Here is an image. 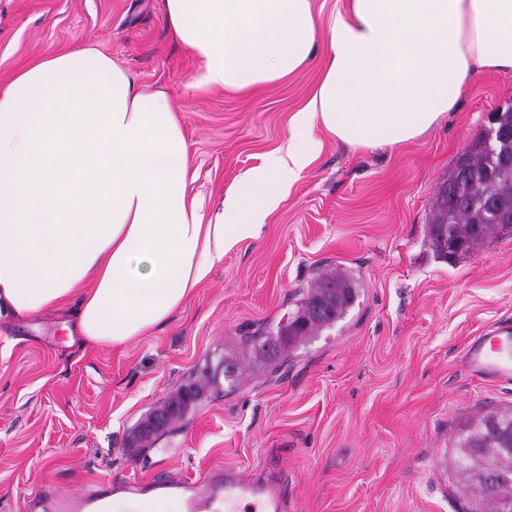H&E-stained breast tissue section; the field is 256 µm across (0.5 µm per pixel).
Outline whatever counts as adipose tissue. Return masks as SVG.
Segmentation results:
<instances>
[{"label":"adipose tissue","mask_w":512,"mask_h":512,"mask_svg":"<svg viewBox=\"0 0 512 512\" xmlns=\"http://www.w3.org/2000/svg\"><path fill=\"white\" fill-rule=\"evenodd\" d=\"M199 60L189 89L288 79L317 50L313 0H166ZM288 140L204 217L168 96L92 47L0 88V320L72 308L86 345L116 347L181 308L253 234L319 152L315 125L355 148L415 140L472 73L512 72V0H348Z\"/></svg>","instance_id":"adipose-tissue-1"}]
</instances>
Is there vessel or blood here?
<instances>
[{
    "label": "vessel or blood",
    "instance_id": "obj_1",
    "mask_svg": "<svg viewBox=\"0 0 512 512\" xmlns=\"http://www.w3.org/2000/svg\"><path fill=\"white\" fill-rule=\"evenodd\" d=\"M469 371L480 378L512 380V325L502 323L491 332L472 337L464 351ZM112 492L137 501L148 493L177 499L182 512H288V483L274 474L257 477L228 468L211 471L201 480L189 481L176 475L161 476L149 486L119 480ZM101 495L94 488L47 501V512H95Z\"/></svg>",
    "mask_w": 512,
    "mask_h": 512
}]
</instances>
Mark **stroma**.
Here are the masks:
<instances>
[{
    "label": "stroma",
    "instance_id": "stroma-1",
    "mask_svg": "<svg viewBox=\"0 0 512 512\" xmlns=\"http://www.w3.org/2000/svg\"><path fill=\"white\" fill-rule=\"evenodd\" d=\"M91 45L144 88L164 91L186 133L195 193L220 209L282 146L321 72L248 93L198 94L199 60L174 39L165 0H0V87L26 64ZM512 74H474L447 118L420 138L355 149L323 127L322 149L258 232L224 253L165 324L121 347L69 337V312L0 323V512H29L43 486L145 481L273 461L297 486L291 512H462L450 469L469 421L512 405V383L472 376L471 336L512 322V236L456 265L426 232L440 185L497 108ZM344 267L358 298L276 371L217 384L197 410L129 447L130 429L225 345L276 326L323 271Z\"/></svg>",
    "mask_w": 512,
    "mask_h": 512
}]
</instances>
